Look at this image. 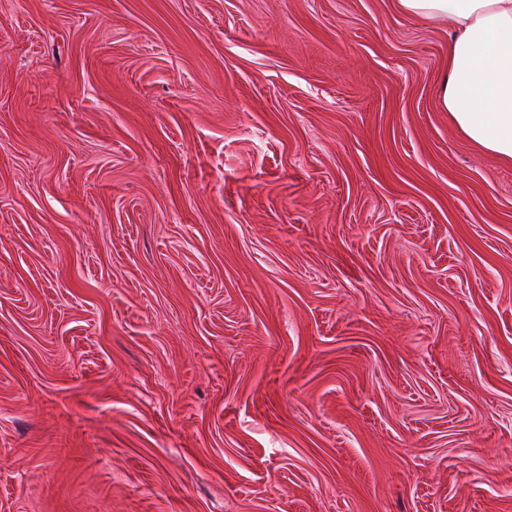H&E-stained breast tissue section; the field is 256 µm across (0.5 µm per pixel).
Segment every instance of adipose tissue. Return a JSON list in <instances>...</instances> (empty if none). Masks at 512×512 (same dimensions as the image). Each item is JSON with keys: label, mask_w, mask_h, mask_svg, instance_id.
Instances as JSON below:
<instances>
[{"label": "adipose tissue", "mask_w": 512, "mask_h": 512, "mask_svg": "<svg viewBox=\"0 0 512 512\" xmlns=\"http://www.w3.org/2000/svg\"><path fill=\"white\" fill-rule=\"evenodd\" d=\"M409 16L451 21L440 104L471 143L512 161V0H396Z\"/></svg>", "instance_id": "adipose-tissue-1"}]
</instances>
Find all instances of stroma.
I'll use <instances>...</instances> for the list:
<instances>
[{
    "label": "stroma",
    "mask_w": 512,
    "mask_h": 512,
    "mask_svg": "<svg viewBox=\"0 0 512 512\" xmlns=\"http://www.w3.org/2000/svg\"><path fill=\"white\" fill-rule=\"evenodd\" d=\"M395 0H0V512H512V162Z\"/></svg>",
    "instance_id": "stroma-1"
}]
</instances>
